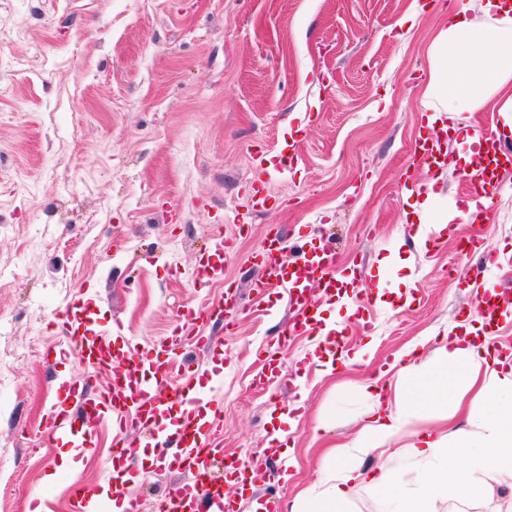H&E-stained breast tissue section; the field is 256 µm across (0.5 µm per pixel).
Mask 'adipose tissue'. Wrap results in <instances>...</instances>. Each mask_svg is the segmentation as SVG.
<instances>
[{
  "label": "adipose tissue",
  "instance_id": "1",
  "mask_svg": "<svg viewBox=\"0 0 512 512\" xmlns=\"http://www.w3.org/2000/svg\"><path fill=\"white\" fill-rule=\"evenodd\" d=\"M480 10L482 21L469 19L461 0L432 41L423 91L428 124L488 110L512 130V12L499 0H483ZM425 345L422 338L406 345L365 385L372 402L366 423L350 441L330 446L318 486L303 490L291 512H348L359 485L395 512H434L439 500H480L512 480V362L460 336L436 337L430 360ZM430 411L437 427H417ZM462 412L468 429L448 431ZM378 448L390 465L362 470L363 455Z\"/></svg>",
  "mask_w": 512,
  "mask_h": 512
}]
</instances>
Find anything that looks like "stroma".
Instances as JSON below:
<instances>
[{
    "mask_svg": "<svg viewBox=\"0 0 512 512\" xmlns=\"http://www.w3.org/2000/svg\"><path fill=\"white\" fill-rule=\"evenodd\" d=\"M0 0V512H68L73 480L98 484V450L50 446L46 410L60 379L105 384L77 349L47 368L57 314L87 305L93 327L148 348L181 309L228 300L209 334L211 422L226 456L261 470L256 497L289 506L319 481L321 457L365 422L361 385L421 335L462 336L477 289L512 286V177L496 218L438 232L472 188L459 169L428 172L411 155L426 125L429 46L457 0ZM293 162L271 173L280 152ZM433 188L426 222L410 192ZM264 206H257L254 192ZM306 238H299V228ZM425 238H417L418 228ZM280 229L286 254L331 243L366 294L330 302L346 359L325 376L317 339L289 331L283 288L255 296L257 253ZM234 243L222 280L198 279L215 234ZM477 243L461 257L462 236ZM500 266L481 271L485 254ZM277 370L261 378V354ZM305 417L288 418L297 402ZM285 432L293 458L261 455ZM142 512L181 480L155 459L150 435L128 433Z\"/></svg>",
    "mask_w": 512,
    "mask_h": 512,
    "instance_id": "35a3bbf8",
    "label": "stroma"
}]
</instances>
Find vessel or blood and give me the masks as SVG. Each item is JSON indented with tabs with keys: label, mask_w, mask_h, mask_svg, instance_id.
<instances>
[{
	"label": "vessel or blood",
	"mask_w": 512,
	"mask_h": 512,
	"mask_svg": "<svg viewBox=\"0 0 512 512\" xmlns=\"http://www.w3.org/2000/svg\"><path fill=\"white\" fill-rule=\"evenodd\" d=\"M454 136L453 130L446 129L442 134L419 138L414 154L429 169H439L446 160L443 147ZM478 137L483 163L466 179L473 189L472 216L483 219L501 180L512 173V136L486 130ZM231 249L229 241L216 238L211 251L200 259L202 274L212 280L222 279L224 261ZM261 268V277L252 284L255 294L264 295L278 286L285 288L293 310L292 329L321 333L319 307L313 296L336 295L339 269L333 247L312 245L287 258L281 237L273 234L266 237L261 249ZM222 315L219 305L185 307L169 341H157L148 350L136 345L116 346L111 337L93 330L80 312L58 315L61 343L77 347L86 362L107 376L108 383L92 396L79 382H60L48 413L51 439L92 448L98 426L108 424L119 435L108 486L96 488L73 481V512H140L139 501L124 492L132 473L129 460L137 453L125 438L133 424L151 430L157 457L184 475L183 481L164 496V512H238L237 500L250 494V483L233 469L227 470L225 480L213 477L212 466L221 450L214 444L209 417L202 409L204 396L197 385L173 382L170 368L185 340L195 342L210 358H220V351L211 337L205 336L204 329ZM510 318L512 302L506 301L503 292L487 290L480 295L474 322L480 325L482 335H493Z\"/></svg>",
	"instance_id": "obj_1"
}]
</instances>
